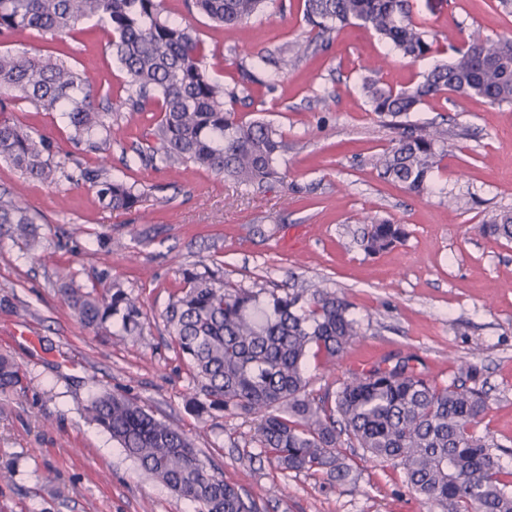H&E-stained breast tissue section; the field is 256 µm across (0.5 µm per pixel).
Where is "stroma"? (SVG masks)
<instances>
[{
  "label": "stroma",
  "mask_w": 512,
  "mask_h": 512,
  "mask_svg": "<svg viewBox=\"0 0 512 512\" xmlns=\"http://www.w3.org/2000/svg\"><path fill=\"white\" fill-rule=\"evenodd\" d=\"M171 19L191 24L206 48L207 73L225 88L243 69L258 81L232 109L263 119L287 145L282 179L256 189L184 164L130 165L150 115L117 114L109 164L113 175L148 193L140 210L115 212L85 183L43 184L0 161V195L27 207L36 240L0 229V353L26 375L23 388L0 393V512H196L145 474L85 413L100 392L127 394L193 440L200 457L255 500L259 512H439L410 492L400 468L346 449L353 483L274 469L254 441V422L187 406L193 382L165 326L182 272L202 262L221 265L238 288H311L345 294L361 336L334 370L308 365L313 395L334 393L351 372L383 359L415 354V367L437 386L463 363L488 407L475 427L512 470V242L478 231L493 214L512 210V105L444 93L425 100L415 118L433 123L445 152L435 181L448 195H415L383 180L371 160L388 150L393 130L356 87L365 68L386 57L382 83H419L447 61L446 35L478 31L512 36V4L500 0H412L438 51L415 60L388 53L374 32L351 24L329 45L314 40L304 0H268L237 28L219 30L192 0H163ZM109 31L94 21L73 35L31 31L0 36V50L67 55L93 78L99 93L119 100L126 75L112 54ZM274 54L283 69H261ZM11 119L51 139L61 156L94 167L55 112L13 108ZM405 225L391 250L370 255L361 240L366 220ZM97 290L120 283L145 314L134 337L82 326L64 301L66 275Z\"/></svg>",
  "instance_id": "1"
}]
</instances>
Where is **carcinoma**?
<instances>
[{"instance_id": "1", "label": "carcinoma", "mask_w": 512, "mask_h": 512, "mask_svg": "<svg viewBox=\"0 0 512 512\" xmlns=\"http://www.w3.org/2000/svg\"><path fill=\"white\" fill-rule=\"evenodd\" d=\"M265 3L193 0L222 28L250 19ZM305 18L318 38L356 20L406 57H424L433 47L426 25L411 18L409 0H305ZM85 19L112 34V54L127 77L119 105L98 97L90 77L62 58L6 50L0 51V112L23 101L42 112L61 113L73 142L87 154L100 155V163L89 167L77 161L69 167L57 159L50 139L5 116L0 118V160L42 183L85 181L99 201L118 212L131 211L147 192L112 178L106 166L112 115L156 110L159 116L134 149L132 162L152 168L191 163L259 188L281 177L282 135L263 120L243 121L226 108V101L238 100L248 88L226 90L207 75L203 42L190 26L163 16L161 0H0V36L25 31L70 35ZM454 52L452 61L398 91L380 83L384 57L361 79L373 111L395 119L394 146L375 160V167L416 195L432 189L431 174L443 152L438 130L410 120L427 98L453 92L492 105L512 104L511 37L474 32ZM100 130L106 136L94 137ZM0 224L11 225L20 238L33 237L34 218L1 197ZM481 228L511 241L512 211L492 216ZM404 237L402 225L373 221L362 244L366 253L379 254ZM183 282L164 319L197 382L192 408L255 417V442L272 466L344 480L351 467L342 445L357 446L372 460L400 466L408 490L441 512H512L509 473L490 451L494 444L471 431L487 409L483 391L466 384L476 378L475 365L461 366L460 377L439 388L407 357L354 372L334 394L317 397L308 391V357L331 367L360 335L344 295L297 288L283 294L268 290L262 300L258 292L225 283L219 268L207 265L184 271ZM61 290L83 326L101 331L113 319L128 336L140 331L142 305L120 285L98 293L69 276ZM22 384L20 367L0 355V392ZM86 412L145 473L196 504L198 512H257L251 498L207 468L179 428L135 399L105 391Z\"/></svg>"}]
</instances>
